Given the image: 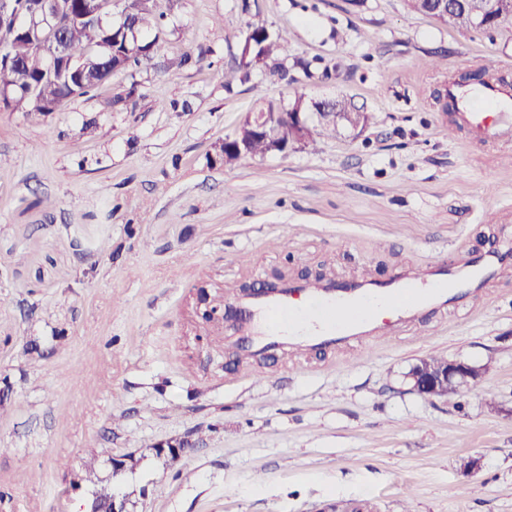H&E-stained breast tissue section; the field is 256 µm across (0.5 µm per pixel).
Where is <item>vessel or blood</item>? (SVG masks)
Masks as SVG:
<instances>
[{
    "label": "vessel or blood",
    "mask_w": 512,
    "mask_h": 512,
    "mask_svg": "<svg viewBox=\"0 0 512 512\" xmlns=\"http://www.w3.org/2000/svg\"><path fill=\"white\" fill-rule=\"evenodd\" d=\"M448 96L460 104L452 128L479 143H512L511 87L488 82L472 91L454 84ZM510 259L512 241H504L468 260L439 257L407 267L384 283L366 271L347 282L282 279L257 293L230 288L223 295L224 333L250 354L367 342L393 321L422 327L424 316L465 301Z\"/></svg>",
    "instance_id": "b4317fda"
}]
</instances>
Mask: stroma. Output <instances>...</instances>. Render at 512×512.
Segmentation results:
<instances>
[{
	"label": "stroma",
	"mask_w": 512,
	"mask_h": 512,
	"mask_svg": "<svg viewBox=\"0 0 512 512\" xmlns=\"http://www.w3.org/2000/svg\"><path fill=\"white\" fill-rule=\"evenodd\" d=\"M156 5L138 66L36 119L0 111V512H83L130 453L135 512H512V265L424 336L365 349L250 356L197 315L229 286L385 281L512 235V144L449 137L444 109L484 61L512 84V29L459 32L403 0ZM258 20L288 31V78L239 81ZM317 58L338 75L306 77ZM298 95L352 98L370 129L225 166L241 113ZM436 353L484 373L424 398L407 374Z\"/></svg>",
	"instance_id": "1"
}]
</instances>
